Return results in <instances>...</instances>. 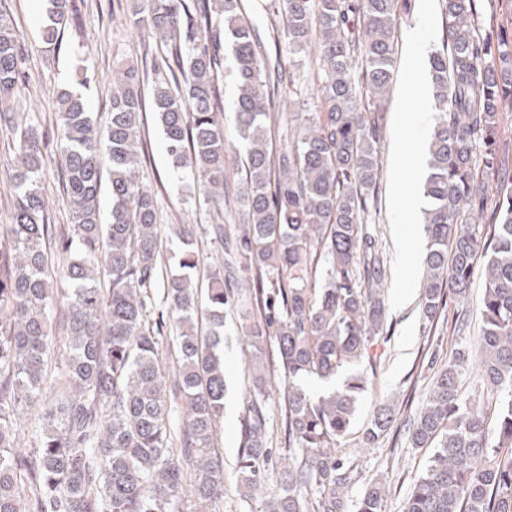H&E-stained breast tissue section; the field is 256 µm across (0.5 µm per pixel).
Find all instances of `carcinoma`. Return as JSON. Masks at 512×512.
Segmentation results:
<instances>
[{
	"label": "carcinoma",
	"instance_id": "obj_1",
	"mask_svg": "<svg viewBox=\"0 0 512 512\" xmlns=\"http://www.w3.org/2000/svg\"><path fill=\"white\" fill-rule=\"evenodd\" d=\"M72 0H49L45 44L74 20ZM443 52L429 63L438 114L424 195L427 236L421 293L429 336L452 297L467 295L479 258L486 288L477 340L483 393L460 387L456 361L439 367L407 422L413 448H433L403 512H512V164L499 146L501 114L512 105V41L498 22L479 24L475 0H441ZM288 57L318 44L321 108L277 154L269 134L273 98L294 84L280 56L246 19L242 0H131L130 24L164 47L150 68L115 65L105 125L83 95L58 97L61 180L72 223L50 224L40 186L43 135L31 113L8 105L25 86L27 55L0 8V132L20 164L0 224V512H180L185 486L199 512L224 508V458L215 448L224 412L225 282L248 276L254 303L238 311L250 347L249 401L241 425L238 483L244 497L263 488L268 447L266 369L276 348L285 387L277 486L259 512H348L357 471L338 454L354 424L366 380L351 369L383 334L382 282L389 265L365 215L379 190L382 111L392 81L394 31L408 0H279ZM231 45L235 121L245 148L240 235L224 240V271L207 285V334L199 329V289L190 271L192 224L181 272L163 267L158 203L137 173L145 156L143 114L153 112L168 156L199 179L208 202L224 205L230 170L224 136V51ZM112 209L103 217L101 150ZM489 224L468 223L460 212ZM163 288L169 321H148ZM62 316H55L57 300ZM175 332L172 385L184 404L180 427L159 356L163 326ZM66 335L58 382L47 384L53 331ZM37 412L34 446L18 451L16 414ZM396 422L381 405L362 433L370 447ZM493 427L495 438L489 437ZM384 490L370 482L356 512H382Z\"/></svg>",
	"mask_w": 512,
	"mask_h": 512
}]
</instances>
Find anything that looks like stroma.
<instances>
[{"label":"stroma","instance_id":"obj_1","mask_svg":"<svg viewBox=\"0 0 512 512\" xmlns=\"http://www.w3.org/2000/svg\"><path fill=\"white\" fill-rule=\"evenodd\" d=\"M80 22L76 28L61 32L54 49L45 48L39 31L45 19L48 0H0L22 36L28 57L29 81L16 106L17 111L36 117L44 134L45 167L43 192L47 199V220L52 224L70 221L67 195L59 179L62 161L57 143L60 124L56 99L61 90L82 88L98 122H105L106 106L112 93L113 62L119 58L142 60L161 55V47L147 34L133 30L127 22L130 0H77ZM429 7L432 28L423 54H415L407 38L422 7ZM443 16L439 0H411L396 31V60L393 81L383 114L385 136L380 147V190L371 208L369 223L385 243L391 259V274L384 284L387 333L377 338L370 353L377 368L361 364L368 375V390L359 403L354 424L362 430L379 405L393 404L398 419L415 414L430 392L432 372L425 360L436 357L445 363L458 352L469 349L481 326L482 273H474L467 298L449 301L448 311L466 312L469 327L466 338L456 336L449 323H439L434 336L423 337L420 306L421 257L427 238L420 212L412 202L421 197L420 184L410 178L413 161L420 151L412 133L400 132L397 115L417 112L434 100L427 84L426 65L443 48ZM418 56V68L407 61ZM294 68L292 92H279L275 103L281 118L272 130L271 145L281 151L298 131L297 113L317 111L320 100L322 66L315 54H300ZM422 86L421 94L411 96V85ZM146 158L140 168V180L156 196L161 224L162 255L167 267H174L182 244L171 234L174 224L195 227V250L202 260L195 279L207 285L210 273L223 265L224 247L209 234L213 224H235L239 217L237 199L243 191L240 175H232L223 211L208 204L198 184L184 171L174 170L153 115L143 117ZM234 303L224 310V336L220 353L224 358L227 391L224 414L217 424V448L224 458V512H258L259 501L244 499L237 490L236 465L240 452L241 424L248 401V361L250 349L240 331L237 310L245 304L249 292L233 291ZM270 417L269 446L274 457L285 452L280 390L283 377L276 358L267 361ZM342 455L359 465L360 482L348 491L350 502H357L366 483L380 480L386 487L384 512H403L414 483L426 470L433 454L429 448L411 447L400 427H393L385 443L377 448H360L355 438L342 442Z\"/></svg>","mask_w":512,"mask_h":512}]
</instances>
